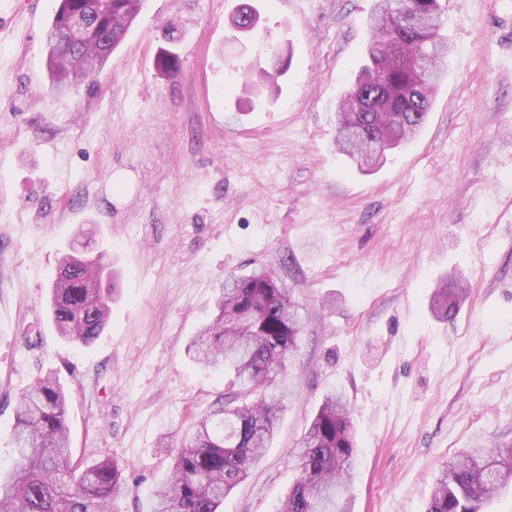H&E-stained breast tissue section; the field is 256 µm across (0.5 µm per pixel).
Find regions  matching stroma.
<instances>
[{"instance_id":"1","label":"stroma","mask_w":512,"mask_h":512,"mask_svg":"<svg viewBox=\"0 0 512 512\" xmlns=\"http://www.w3.org/2000/svg\"><path fill=\"white\" fill-rule=\"evenodd\" d=\"M240 0H147L112 61L53 91L46 32L59 0H0V458L21 392L55 373L72 462L123 469L117 512H151L178 438L228 386L187 352L215 286L276 272L310 311L296 390L259 467L220 512H278L326 393L349 403L352 512H425L467 449L512 444V0H440L452 52L427 120L369 173L337 153L332 110L366 59L376 0H251L258 36L291 40L272 101L233 66L260 64L230 27ZM172 50L179 66L157 67ZM117 274L89 346L50 311L78 230ZM461 273L454 319L430 300Z\"/></svg>"}]
</instances>
